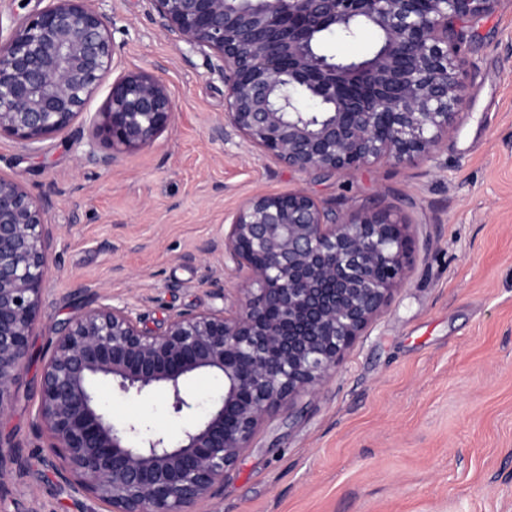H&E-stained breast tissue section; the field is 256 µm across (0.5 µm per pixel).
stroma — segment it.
<instances>
[{"label": "stroma", "mask_w": 512, "mask_h": 512, "mask_svg": "<svg viewBox=\"0 0 512 512\" xmlns=\"http://www.w3.org/2000/svg\"><path fill=\"white\" fill-rule=\"evenodd\" d=\"M119 67L149 70L176 105L172 128L108 166L83 161L87 124L40 151L0 138V174L53 202L44 318L0 429L21 446L0 512H109L65 481L36 427L48 327L125 305L163 331L220 310L243 280L224 265V222L258 193L307 192L326 208L388 210L410 226L403 288L318 393L270 413L220 495L197 512H512V0L463 46L466 105L433 160L300 174L224 134V78L164 31L149 0H106ZM197 405L102 390L115 419L171 435Z\"/></svg>", "instance_id": "stroma-1"}]
</instances>
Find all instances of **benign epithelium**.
Instances as JSON below:
<instances>
[{
  "label": "benign epithelium",
  "instance_id": "7a95c632",
  "mask_svg": "<svg viewBox=\"0 0 512 512\" xmlns=\"http://www.w3.org/2000/svg\"><path fill=\"white\" fill-rule=\"evenodd\" d=\"M501 0H151L160 26L224 74V126L298 173H346L431 160L466 100L462 45ZM377 30L380 48L343 62L317 36ZM112 22L90 0H49L0 13V137L32 148L68 130L118 68ZM305 91L314 106L304 108ZM175 104L152 71L112 80L88 118L85 157L153 143ZM112 148L99 155L98 143ZM56 233L49 203L0 175V417L30 357ZM408 225L386 210L337 213L303 191L248 199L224 231V265L248 274L230 314L171 317L157 333L125 306L82 310L51 327L37 429L61 475L110 512H196L268 414L313 394L404 286ZM224 381L204 417L172 441L117 423L107 387L138 399L163 390L174 413L193 406L199 374ZM21 465L0 429V471Z\"/></svg>",
  "mask_w": 512,
  "mask_h": 512
}]
</instances>
